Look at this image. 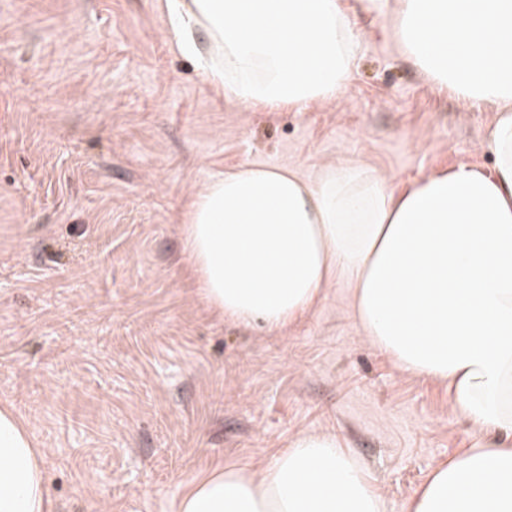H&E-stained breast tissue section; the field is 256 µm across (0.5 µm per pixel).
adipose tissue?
Returning a JSON list of instances; mask_svg holds the SVG:
<instances>
[{"instance_id":"1","label":"adipose tissue","mask_w":512,"mask_h":512,"mask_svg":"<svg viewBox=\"0 0 512 512\" xmlns=\"http://www.w3.org/2000/svg\"><path fill=\"white\" fill-rule=\"evenodd\" d=\"M386 21L404 59L464 105L496 106L492 173L386 174L248 165L191 194L179 233L219 319L280 331L344 282L365 341L447 384L477 430L501 436L439 462L402 512H512V0H171L180 51L248 105L334 107L361 50L357 15ZM333 433H300L262 470L219 463L174 512H386ZM0 512H55L44 452L0 405Z\"/></svg>"}]
</instances>
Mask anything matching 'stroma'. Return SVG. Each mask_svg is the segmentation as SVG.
<instances>
[{"instance_id":"1","label":"stroma","mask_w":512,"mask_h":512,"mask_svg":"<svg viewBox=\"0 0 512 512\" xmlns=\"http://www.w3.org/2000/svg\"><path fill=\"white\" fill-rule=\"evenodd\" d=\"M169 0H0V404L44 451L57 512H172L218 461L261 468L301 431L333 432L388 512L433 467L489 439L446 384L362 340L337 283L281 332L199 300L178 224L219 173L325 165L406 185L461 165L495 105L461 107L379 19L340 105L247 106L183 56Z\"/></svg>"}]
</instances>
